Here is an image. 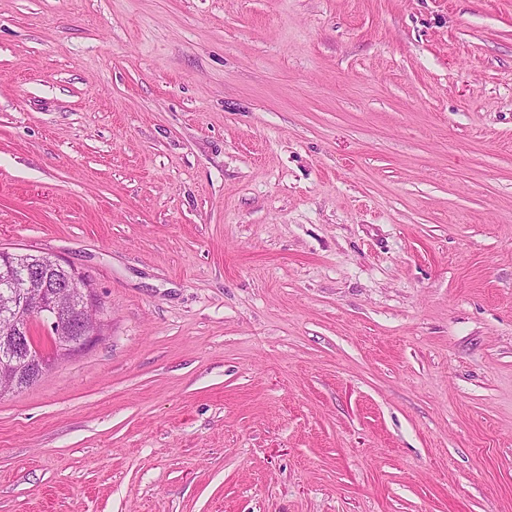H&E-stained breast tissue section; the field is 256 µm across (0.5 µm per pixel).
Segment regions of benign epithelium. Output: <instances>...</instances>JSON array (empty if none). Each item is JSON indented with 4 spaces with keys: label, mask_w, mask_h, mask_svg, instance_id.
<instances>
[{
    "label": "benign epithelium",
    "mask_w": 512,
    "mask_h": 512,
    "mask_svg": "<svg viewBox=\"0 0 512 512\" xmlns=\"http://www.w3.org/2000/svg\"><path fill=\"white\" fill-rule=\"evenodd\" d=\"M16 265L26 269L21 290L13 293L11 316L14 321L13 343L0 346V381L9 383L11 391L19 390L14 348L20 346L27 358L40 363L43 370L51 366L52 357L68 354L74 347L73 334L89 342L100 328V319L88 320L87 313L97 312L99 305L89 283L76 270L68 281L51 285L44 276V267L24 260ZM47 335L46 348L31 337L33 326Z\"/></svg>",
    "instance_id": "7a95c632"
}]
</instances>
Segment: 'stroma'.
<instances>
[{
    "mask_svg": "<svg viewBox=\"0 0 512 512\" xmlns=\"http://www.w3.org/2000/svg\"><path fill=\"white\" fill-rule=\"evenodd\" d=\"M1 249L0 512H512V0H0ZM15 265L26 269V278L22 289L12 293L14 304L10 314L14 321V345L9 343L0 346V381L9 383L13 392L18 391L20 386L17 364L14 360L15 344L26 352L29 360L39 362L44 373L50 368L54 356L66 355L75 347L73 334L78 333L81 341L90 342L100 328V319L97 315L98 301L89 283L74 268L69 267L71 275L68 281L51 285L43 275V266H34L28 260L17 261ZM34 280L39 281L42 288L35 299L27 292L29 284ZM61 294L67 296L65 304L60 303ZM72 308L80 312L76 322L59 321L58 311ZM89 312H94L92 321L87 318ZM35 325L46 333L51 352L30 336Z\"/></svg>",
    "mask_w": 512,
    "mask_h": 512,
    "instance_id": "35a3bbf8",
    "label": "stroma"
}]
</instances>
